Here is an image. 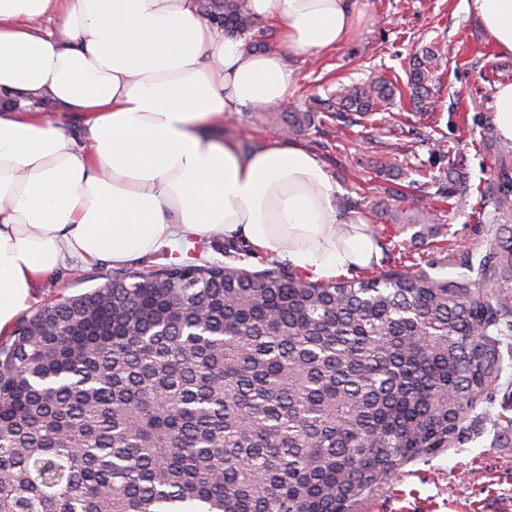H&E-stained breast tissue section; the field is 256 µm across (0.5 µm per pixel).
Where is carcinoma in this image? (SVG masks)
Instances as JSON below:
<instances>
[{
  "label": "carcinoma",
  "mask_w": 512,
  "mask_h": 512,
  "mask_svg": "<svg viewBox=\"0 0 512 512\" xmlns=\"http://www.w3.org/2000/svg\"><path fill=\"white\" fill-rule=\"evenodd\" d=\"M251 32L248 0H203ZM415 57V100L441 66ZM377 77L336 89V120L390 102ZM435 194L467 190L450 162ZM495 203L512 202L499 170ZM433 278L404 257L312 281L208 264L156 269L47 303L0 334V512H347L406 463L463 442L512 335V228ZM224 254L253 257L229 241Z\"/></svg>",
  "instance_id": "carcinoma-1"
}]
</instances>
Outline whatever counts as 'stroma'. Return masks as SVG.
Segmentation results:
<instances>
[{
  "mask_svg": "<svg viewBox=\"0 0 512 512\" xmlns=\"http://www.w3.org/2000/svg\"><path fill=\"white\" fill-rule=\"evenodd\" d=\"M359 3L365 15L354 39L292 60L295 83L286 103L229 113L222 130L253 151L275 136L304 145L340 185V207L371 215L383 257L394 259L408 249L431 277L455 276L449 256L481 254L499 225H512V208L502 211L481 199L500 167L512 168V142L501 138L492 112L495 84L512 81V54L489 42L468 0ZM435 46L447 48L448 55L424 109L404 96L378 114L375 124L337 131L329 99L338 84H361L380 75L405 79L413 55ZM304 112L313 113L312 126L281 134L290 116ZM439 140L465 168L469 196L430 198L434 220L429 224L412 198L387 211L384 188L423 180L445 167L447 160L437 155ZM385 154L396 158L398 177L374 170L373 161ZM112 271L106 261L67 260L35 289L27 310L35 312L62 293L101 286ZM351 512H512V428L475 424L461 444L408 462Z\"/></svg>",
  "mask_w": 512,
  "mask_h": 512,
  "instance_id": "obj_1",
  "label": "stroma"
}]
</instances>
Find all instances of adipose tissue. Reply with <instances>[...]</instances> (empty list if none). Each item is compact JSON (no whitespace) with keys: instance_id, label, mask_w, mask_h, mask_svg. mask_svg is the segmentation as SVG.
<instances>
[{"instance_id":"obj_1","label":"adipose tissue","mask_w":512,"mask_h":512,"mask_svg":"<svg viewBox=\"0 0 512 512\" xmlns=\"http://www.w3.org/2000/svg\"><path fill=\"white\" fill-rule=\"evenodd\" d=\"M279 49L249 51L195 0H0V332L66 259L127 264L216 233L314 279L371 267L381 246L364 212L303 145L251 153L214 140L226 113L287 101L290 58L355 34L350 0H248ZM512 53V0H473ZM50 28H42V21ZM47 93L87 128L78 145L30 107Z\"/></svg>"}]
</instances>
